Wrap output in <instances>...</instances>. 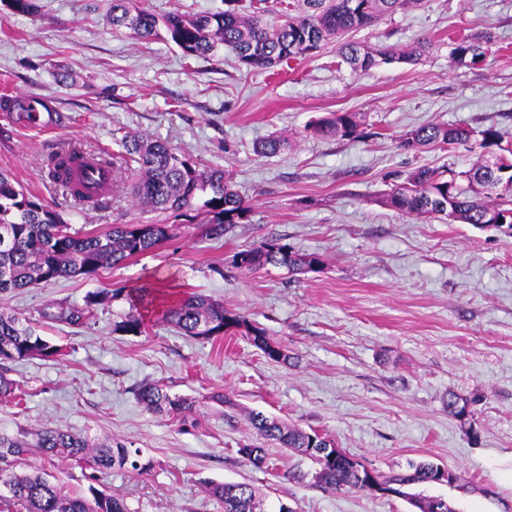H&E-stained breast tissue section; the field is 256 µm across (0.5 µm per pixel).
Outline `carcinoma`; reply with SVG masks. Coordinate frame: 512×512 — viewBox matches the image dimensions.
<instances>
[{"label": "carcinoma", "mask_w": 512, "mask_h": 512, "mask_svg": "<svg viewBox=\"0 0 512 512\" xmlns=\"http://www.w3.org/2000/svg\"><path fill=\"white\" fill-rule=\"evenodd\" d=\"M417 0H295L288 4L283 23L269 27L259 17L245 13V0H224V10L201 15L178 12L157 16L136 5V0H112L109 23L112 31L132 30L142 39L166 38L186 56H205L228 49L240 68L251 72L274 67L287 59L303 57L320 48L328 39H340L374 25L383 17L405 9ZM37 11L36 0H0V13L31 14ZM492 43V35L463 37L451 51L458 64L481 62ZM431 43L423 38L408 46L360 45L350 40L339 50L354 72L389 63H412L429 53ZM0 112L20 123L38 125L43 116L54 115L40 98L0 95ZM364 124L356 112H330L305 127L314 135L357 139L363 136ZM504 135L493 124L473 131L463 126L428 124L408 131L400 141L407 150L429 145L474 143L482 149L480 160L469 170L420 166L408 172L382 199L388 207L423 221L438 219L448 224H471L486 229L507 228L512 222L489 224L491 214L512 213V197L499 189L512 183V143L502 145ZM288 144V137L272 135L261 141L256 152L275 155ZM123 153L112 156L92 152L82 144L70 142L50 152L43 162L48 180L63 188L74 200L97 208L108 197L109 189L98 186V195L84 193L86 185L76 180L74 170L99 167L102 178L118 185L127 178L126 170L136 164L132 186L138 203L153 211L185 215L196 211L204 215L207 235L216 238L244 223L251 211L241 195L232 188L224 170L202 166L193 159L173 151L167 144L146 136H124ZM170 237L166 224H113L103 234L84 233L63 223L54 209L40 199L26 194L11 175L0 171V293L36 288L62 278H95L100 271L124 265L130 258L151 251ZM241 269L254 272L267 266L282 267L298 274L313 272L324 265L316 253L299 254L277 239H270L238 252ZM121 294V290L103 288L85 297L82 306L63 302L40 311L44 323L81 327L93 317V307ZM162 321L180 333L209 340L224 332L240 334L255 345L268 360H287L277 344L261 328L253 326L243 315L224 307V303L200 293H189L168 302L160 310ZM147 315L132 307L120 315L113 331L137 336L145 332ZM62 346L55 344L12 313L0 311V363L20 362L34 357L59 360ZM137 397L144 407L155 413L186 422L192 403L168 394L161 386L145 383ZM471 401L451 395L448 415H467ZM252 427L264 438L281 448L295 449L311 456L319 469L316 480L326 488L376 492L359 473V462L336 450V456H320L316 450L327 447L328 437L309 433L296 426H286L261 412L250 415ZM47 457L70 459L91 470L83 492L64 490L40 472H16L27 465L33 450ZM138 468L128 448L115 444H97L69 430L43 428L21 431L13 436L0 434V474L11 473L7 481L9 495L0 494V512H129L126 501L94 485L99 475L125 466ZM411 472L389 476L377 475L380 484L410 500L419 512L434 508L432 497L404 491V487L433 483L440 466L432 463L409 465ZM210 496L224 507V512H262V500L256 490L245 483L206 485Z\"/></svg>", "instance_id": "obj_1"}]
</instances>
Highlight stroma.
Wrapping results in <instances>:
<instances>
[{"instance_id": "stroma-1", "label": "stroma", "mask_w": 512, "mask_h": 512, "mask_svg": "<svg viewBox=\"0 0 512 512\" xmlns=\"http://www.w3.org/2000/svg\"><path fill=\"white\" fill-rule=\"evenodd\" d=\"M34 14L0 20V92L37 96L61 122L29 127L0 114V171L49 203L73 230L168 224L169 239L117 269L0 295V310L37 321L50 303L83 305L87 293L122 289L87 325L45 324L63 345L59 361L8 365L22 407L0 401V432L60 427L139 451L147 469L115 468L100 484L130 512H224L203 483H245L266 512H416L401 496L332 490L299 451L260 437L251 413L317 431L378 472L410 463L443 465L458 486L422 484L453 512H512V236L469 224L426 222L383 205L400 174L430 165L467 169L474 149L400 148L426 123L473 130L496 125L512 140V0H419L353 33L354 41L432 49L413 64L354 73L335 44L268 72L239 69L232 52L187 57L173 42L111 31L112 0H37ZM490 32L486 59L461 65L454 39ZM330 112L362 113L364 138L306 134ZM288 135L286 149L261 156L256 144ZM169 143L224 169L250 204L247 220L223 237L204 225L138 206L115 188L105 209L78 205L42 170L43 156L76 141L119 152L123 134ZM277 238L322 255V270L281 267L250 273L237 252ZM200 292L263 328L287 354L267 361L246 337L181 335L154 319L139 336L113 331L132 289ZM194 405L183 426L146 410L144 383ZM473 400L466 418L448 397ZM265 448L263 467L244 446Z\"/></svg>"}]
</instances>
